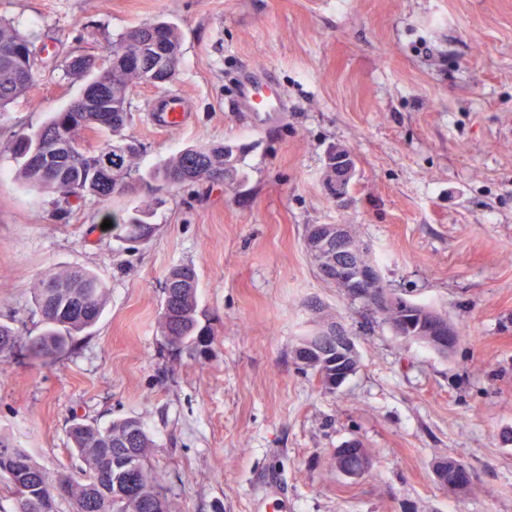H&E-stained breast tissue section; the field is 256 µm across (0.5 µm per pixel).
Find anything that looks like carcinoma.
Returning a JSON list of instances; mask_svg holds the SVG:
<instances>
[{
  "mask_svg": "<svg viewBox=\"0 0 512 512\" xmlns=\"http://www.w3.org/2000/svg\"><path fill=\"white\" fill-rule=\"evenodd\" d=\"M180 48L178 27L166 21L142 24L121 36L112 45L109 65L103 69L106 87L92 107L79 109L70 104L52 113L35 133L15 134L16 154L22 158L16 177L21 184L66 204L91 196L104 205L128 194L134 181L169 192L217 177L228 179L224 175V151L213 145L189 147L145 174L134 167L133 154L122 159L124 171L113 177L97 168L98 151L73 146L82 133L96 129L95 120L102 110L113 112V124L109 128L111 138L99 151L112 147L115 140H134L124 134L131 121V86L135 82L155 84L158 72L167 76L165 84H170L178 70ZM126 57L141 59L143 68L125 67ZM34 58L35 45L29 37L0 22L1 111L36 81ZM85 59L78 54L66 61L67 72L78 81L90 79L83 65ZM38 139L46 152L61 159L59 172L53 176L44 172L41 164L25 161L30 144ZM145 223L143 213L131 214L120 225L124 238L137 241ZM197 285L194 265L181 264L168 270L159 328L175 350L184 346L202 350L208 345L207 333L198 328L196 318ZM106 296L104 282L83 269L64 270L42 282L34 291V303L44 330L26 338L30 355L44 364L54 362L72 347L77 333L96 322ZM19 342L11 327L0 325V354ZM68 438L84 464L76 475L49 472L26 450L0 440V478L14 500V512H58L60 498L69 499L75 512H176L165 476L147 464L154 442L139 419L126 417L107 427L75 422Z\"/></svg>",
  "mask_w": 512,
  "mask_h": 512,
  "instance_id": "cac0c4a2",
  "label": "carcinoma"
}]
</instances>
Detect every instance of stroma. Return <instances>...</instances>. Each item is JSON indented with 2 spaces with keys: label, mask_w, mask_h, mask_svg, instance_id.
I'll return each instance as SVG.
<instances>
[{
  "label": "stroma",
  "mask_w": 512,
  "mask_h": 512,
  "mask_svg": "<svg viewBox=\"0 0 512 512\" xmlns=\"http://www.w3.org/2000/svg\"><path fill=\"white\" fill-rule=\"evenodd\" d=\"M0 20L40 48L35 85L0 112V323L39 335L34 290L62 269L109 290L55 363L22 348L0 359V437L75 473L73 422L138 418L179 512H265L269 475L278 512H512V0H0ZM157 20L178 26L181 56L169 89L132 88L136 168L226 143L242 150L237 179L105 207L23 188L10 134L79 95L66 60ZM251 67L287 111L236 100ZM168 91L184 127L153 122ZM336 144L356 159L342 208L326 188ZM137 210L156 231L132 250L117 226ZM309 224L352 225L391 289L457 326L455 350L401 340L323 281ZM182 263L198 273L202 354L158 329L165 275ZM326 315L360 361L334 392L292 358ZM350 441L371 457L357 478L336 470ZM446 459L469 466L463 492L438 481Z\"/></svg>",
  "instance_id": "1"
}]
</instances>
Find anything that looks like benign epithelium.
Wrapping results in <instances>:
<instances>
[{"label":"benign epithelium","instance_id":"1","mask_svg":"<svg viewBox=\"0 0 512 512\" xmlns=\"http://www.w3.org/2000/svg\"><path fill=\"white\" fill-rule=\"evenodd\" d=\"M123 152L106 151L99 154V168L110 175L119 171ZM327 184L336 206L347 204L356 175V163L351 151L341 145L332 147L326 159ZM355 239L349 224H310L306 229L305 246L309 258L322 279L340 289L347 297L362 301L375 312L394 306L395 297L386 289L378 268L371 264L343 262L335 259L333 254L352 251L351 240ZM397 321L390 324L394 335L409 342L422 343L437 352H446L448 347L456 344L457 329L444 316L427 311L420 314V319L409 318L406 303L397 305ZM336 337V370L326 378L327 387L339 389L354 373L357 366L355 340L341 322L324 324L316 335L306 341H299L296 348L301 357L294 358L298 364L303 357L310 354L316 338ZM439 480L452 490H463L472 481V473L464 467L457 468L453 475L448 470H437Z\"/></svg>","mask_w":512,"mask_h":512}]
</instances>
